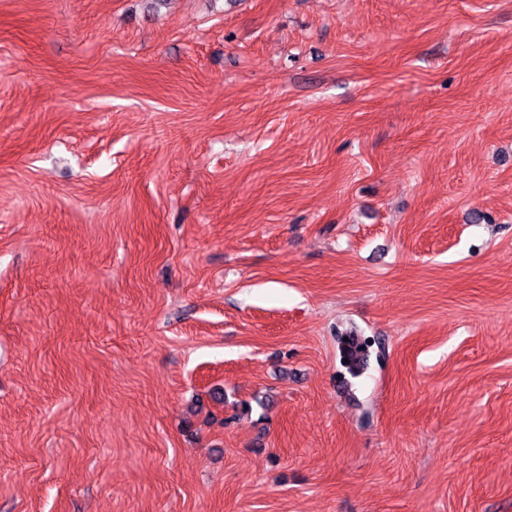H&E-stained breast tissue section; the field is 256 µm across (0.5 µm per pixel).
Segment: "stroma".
Segmentation results:
<instances>
[{
  "label": "stroma",
  "instance_id": "1",
  "mask_svg": "<svg viewBox=\"0 0 512 512\" xmlns=\"http://www.w3.org/2000/svg\"><path fill=\"white\" fill-rule=\"evenodd\" d=\"M0 512H512V0H0Z\"/></svg>",
  "mask_w": 512,
  "mask_h": 512
}]
</instances>
